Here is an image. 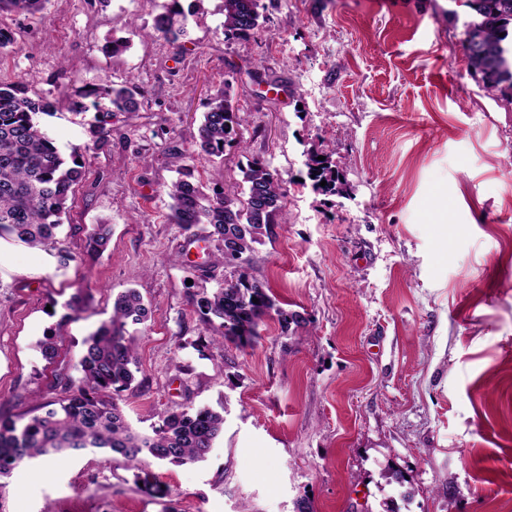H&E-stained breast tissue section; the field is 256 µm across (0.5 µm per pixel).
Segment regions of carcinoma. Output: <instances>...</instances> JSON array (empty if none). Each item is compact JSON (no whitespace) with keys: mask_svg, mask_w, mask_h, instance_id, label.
<instances>
[{"mask_svg":"<svg viewBox=\"0 0 512 512\" xmlns=\"http://www.w3.org/2000/svg\"><path fill=\"white\" fill-rule=\"evenodd\" d=\"M49 0H0V14L44 12ZM260 0H224V38L248 37L260 27ZM472 19L464 23V48L470 70L481 76L484 90L512 103V0H468ZM185 13L179 0H169L154 18L155 33L177 49L186 35ZM98 108L90 129L93 143L105 141L114 112H137L142 101L137 85L104 82L93 89ZM52 105L30 95L21 82L0 80V238L22 243L49 255L55 268L73 261L58 238L73 186L83 174L82 153L70 159L60 154L54 139L40 125L38 114ZM243 121L221 89L211 96L199 127L196 151L221 157L224 146ZM325 160L320 161L318 157ZM305 166L314 190L330 196L344 194L345 178L331 151L309 154ZM327 185L320 186L321 181ZM246 198L239 200L194 179L191 171L166 186L169 218L190 231L208 225L204 241H216L214 264L232 268L224 284L204 292L195 301L196 313L206 325L217 324L219 340L239 349L252 348L261 339L260 327L275 319L282 332L300 325L303 317L284 307L264 283L251 278L255 245L274 234V219L282 211V180L269 166L255 160L244 171ZM112 228L96 224L86 232L85 256L94 262L106 250ZM258 302H253L252 298ZM152 317L140 293L128 288L112 301V319L85 340L79 361L80 376L68 378L61 396L38 406L41 413L20 422L0 417V488L2 480L20 466L62 461L80 452H112L136 468L146 457L158 463L185 465L205 460L224 430V415L211 408L166 413L152 432L131 427L117 402L135 380L138 362L125 336L126 326L142 325Z\"/></svg>","mask_w":512,"mask_h":512,"instance_id":"carcinoma-1","label":"carcinoma"}]
</instances>
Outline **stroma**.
<instances>
[{"label": "stroma", "mask_w": 512, "mask_h": 512, "mask_svg": "<svg viewBox=\"0 0 512 512\" xmlns=\"http://www.w3.org/2000/svg\"><path fill=\"white\" fill-rule=\"evenodd\" d=\"M164 0H50L0 17L16 43L0 73L54 102L40 121L81 149L65 226L75 259L0 244V414L29 418L77 376L83 340L137 289L153 315L128 327L139 361L120 399L138 430L208 406L224 431L183 466L81 454L21 466L0 512H512V103L492 98L463 48L465 0H260L261 28L224 37L223 0L187 8V54L156 36ZM124 38L119 56L107 41ZM108 79L134 82L139 112L115 113L93 145V112L69 100ZM243 116L223 157L193 154L211 94ZM331 149L346 192H314L303 153ZM260 159L285 182L272 239L249 273L303 317L266 320L252 348L212 342L197 294L223 268L168 218L183 170L244 197ZM108 224L82 262L86 228ZM85 310L66 318L77 289ZM56 328L58 355L39 342ZM170 488L158 499L138 471ZM401 475L387 483L385 473ZM111 232V225L108 224H96L87 230L84 252L89 261L94 262L103 255Z\"/></svg>", "instance_id": "1"}]
</instances>
